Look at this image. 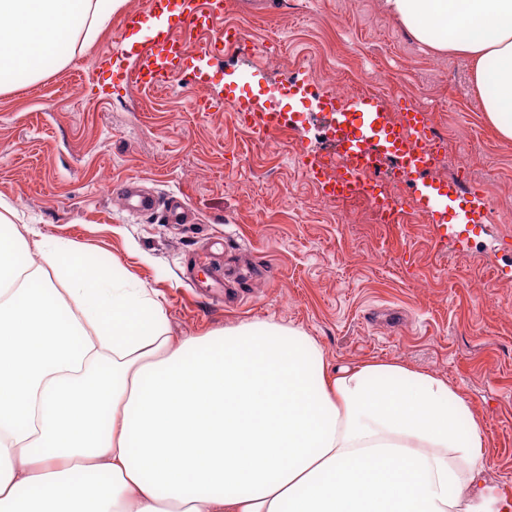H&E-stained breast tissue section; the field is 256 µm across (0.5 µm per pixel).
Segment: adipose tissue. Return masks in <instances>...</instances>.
Listing matches in <instances>:
<instances>
[{
    "label": "adipose tissue",
    "mask_w": 512,
    "mask_h": 512,
    "mask_svg": "<svg viewBox=\"0 0 512 512\" xmlns=\"http://www.w3.org/2000/svg\"><path fill=\"white\" fill-rule=\"evenodd\" d=\"M125 0H0V93L33 87ZM469 60L512 141V0H382ZM448 379L372 358L331 369L268 320L169 334L118 259L45 237L0 197V512H512Z\"/></svg>",
    "instance_id": "ef3b65f1"
}]
</instances>
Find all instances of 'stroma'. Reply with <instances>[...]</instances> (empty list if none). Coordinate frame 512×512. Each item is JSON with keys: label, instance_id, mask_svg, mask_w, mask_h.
<instances>
[{"label": "stroma", "instance_id": "obj_1", "mask_svg": "<svg viewBox=\"0 0 512 512\" xmlns=\"http://www.w3.org/2000/svg\"><path fill=\"white\" fill-rule=\"evenodd\" d=\"M144 6L126 0L85 54L0 94V196L43 234L117 258L156 291L172 336L270 320L303 329L332 367L379 358L448 379L487 439L485 480L512 500V141L488 126L469 63L416 42L381 0H224L231 22L259 43L277 36L280 52L253 68L229 53L208 61L220 103L198 112V86L124 81L134 58L120 49L123 15ZM300 61L308 91L280 96L279 108L302 126L293 141L255 146L225 99L267 100ZM334 71L387 72L402 99L432 110L451 147L435 184L471 156L492 174L488 207L452 190L441 222L360 224L323 203L297 151L325 150L316 98ZM132 178L161 197L184 194L193 223L130 212L121 187ZM218 238L229 271H259L235 283L231 302L194 289L208 270L192 259Z\"/></svg>", "mask_w": 512, "mask_h": 512}]
</instances>
